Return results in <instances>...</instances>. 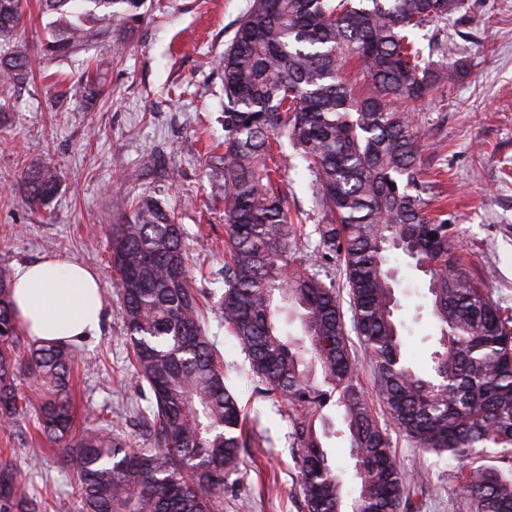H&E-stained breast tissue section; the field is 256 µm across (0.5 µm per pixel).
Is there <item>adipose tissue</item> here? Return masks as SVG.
Here are the masks:
<instances>
[{"mask_svg":"<svg viewBox=\"0 0 512 512\" xmlns=\"http://www.w3.org/2000/svg\"><path fill=\"white\" fill-rule=\"evenodd\" d=\"M11 300L21 330L46 343L83 341L104 319L97 274L54 255L16 264Z\"/></svg>","mask_w":512,"mask_h":512,"instance_id":"ef3b65f1","label":"adipose tissue"}]
</instances>
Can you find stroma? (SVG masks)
I'll return each mask as SVG.
<instances>
[{
    "label": "stroma",
    "instance_id": "35a3bbf8",
    "mask_svg": "<svg viewBox=\"0 0 512 512\" xmlns=\"http://www.w3.org/2000/svg\"><path fill=\"white\" fill-rule=\"evenodd\" d=\"M448 26L464 67L454 83L422 101L430 129L424 170L446 178L448 220L485 288L512 307V0H467ZM253 0H143L141 18L114 22L85 49L53 60L56 80L19 85L0 112V268L56 254L94 269L105 319L100 335L77 343L75 427L95 426L104 407L132 447L152 441L135 412L143 389L127 373V331L114 286L107 239L128 198L154 193L184 230L194 285L210 306L206 328L224 359L227 384L256 417L252 447L224 486V512H304L301 474L292 449L293 411L248 375L247 358L224 329L216 304L224 292V172L211 152L224 140V87L216 66ZM126 41L112 45L118 31ZM94 79L83 83L84 68ZM55 168L59 187L45 207L30 206L23 170ZM392 266L406 324L404 350L426 370L436 332L428 280L401 253ZM20 420L0 428V449L13 451L23 482L57 492L54 512H78L69 477L55 456L32 469L30 436L40 392L29 383ZM394 452L413 486H423V512H452L457 461L428 454L401 436Z\"/></svg>",
    "mask_w": 512,
    "mask_h": 512
}]
</instances>
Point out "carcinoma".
<instances>
[{
	"label": "carcinoma",
	"mask_w": 512,
	"mask_h": 512,
	"mask_svg": "<svg viewBox=\"0 0 512 512\" xmlns=\"http://www.w3.org/2000/svg\"><path fill=\"white\" fill-rule=\"evenodd\" d=\"M141 0H42L51 40L43 60L83 49L112 21L138 16ZM466 0H254L224 50V329L248 356L252 376L295 411L306 512H422L358 382L363 348L384 415L425 452L460 463L455 512H512V308L482 287L455 244L447 212L431 213L437 182L423 171L427 120L417 102L454 80L448 20ZM22 0H0V111L30 78L13 40ZM426 31L422 46L411 39ZM290 143L309 171L316 209L290 213L282 191ZM28 200L46 206L58 189L48 166L22 175ZM312 230H307V227ZM336 260L348 289L347 329L336 283L302 258ZM115 287L129 366L150 397L139 422L153 448H131L104 420L73 427L68 345H38L19 332L11 276L0 270V423L24 412L22 378L43 393L38 424L73 473L81 512H223L224 479L248 447L251 419L226 383L193 287L181 225L156 194L132 198L112 225ZM402 252L429 277L438 347L429 373L402 351L400 301L390 267ZM295 318L301 334L283 330ZM345 428L358 479L345 502L315 418L327 391ZM495 449L496 464L478 463ZM0 512H50L48 499L0 456Z\"/></svg>",
	"instance_id": "obj_1"
}]
</instances>
